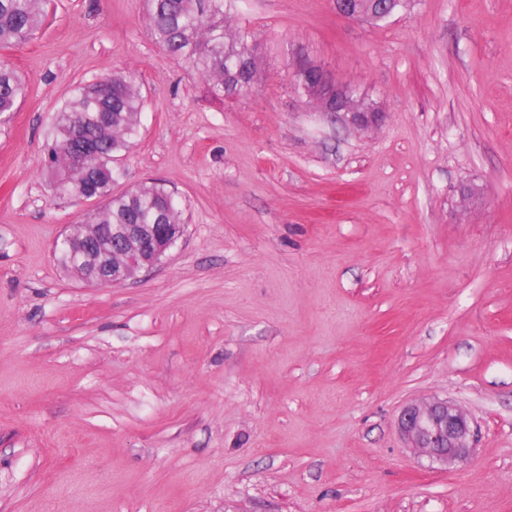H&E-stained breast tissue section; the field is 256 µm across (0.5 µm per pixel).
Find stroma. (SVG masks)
<instances>
[{"label": "stroma", "instance_id": "stroma-1", "mask_svg": "<svg viewBox=\"0 0 512 512\" xmlns=\"http://www.w3.org/2000/svg\"><path fill=\"white\" fill-rule=\"evenodd\" d=\"M237 13L259 75L234 99L143 0H52L5 51L29 93L0 124V512H512V0ZM300 61L383 123L315 110ZM115 71L144 107L112 190L163 185L186 224L91 288L53 244L92 205L55 197L44 157L75 86ZM434 397L477 429L464 464L398 431Z\"/></svg>", "mask_w": 512, "mask_h": 512}]
</instances>
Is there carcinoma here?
<instances>
[{"label":"carcinoma","instance_id":"1","mask_svg":"<svg viewBox=\"0 0 512 512\" xmlns=\"http://www.w3.org/2000/svg\"><path fill=\"white\" fill-rule=\"evenodd\" d=\"M386 1L401 8L403 0H361L359 6L380 17ZM236 0H145L152 36L169 56L188 65L205 79L214 95L240 96L252 90L256 71L254 47L248 34L234 24ZM45 0H0V48L26 44L41 30ZM28 85L6 56H0V122L28 95ZM143 102L130 75H106L79 84L53 122L47 144L51 188L58 198L91 192L103 204L91 216L95 224H152L158 213L166 222L182 221L183 210L171 191L157 183L112 193V161L127 151L138 133ZM77 136L92 137L100 155L78 167L68 156ZM59 264L73 270L77 250L58 243Z\"/></svg>","mask_w":512,"mask_h":512}]
</instances>
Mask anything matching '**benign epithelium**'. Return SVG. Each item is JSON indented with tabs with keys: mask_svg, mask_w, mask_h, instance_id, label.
Returning <instances> with one entry per match:
<instances>
[{
	"mask_svg": "<svg viewBox=\"0 0 512 512\" xmlns=\"http://www.w3.org/2000/svg\"><path fill=\"white\" fill-rule=\"evenodd\" d=\"M333 4L336 13L347 19L372 20L354 8L351 0H333ZM294 72L312 74L323 89L313 97L321 111L359 129H369L381 121L382 112L365 108L362 97L348 86L333 83L321 68L300 61ZM183 233L182 224H89L80 244L92 252V262L83 268L81 279L99 287L120 284L136 270L159 263ZM398 426L408 448L433 465L463 463L474 450L469 417L447 400L428 399L406 405Z\"/></svg>",
	"mask_w": 512,
	"mask_h": 512,
	"instance_id": "7a95c632",
	"label": "benign epithelium"
}]
</instances>
